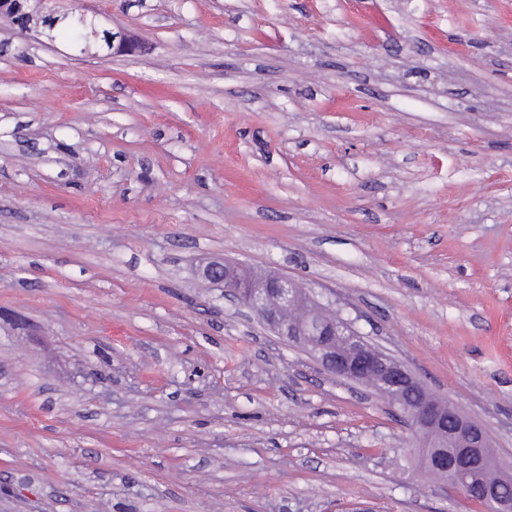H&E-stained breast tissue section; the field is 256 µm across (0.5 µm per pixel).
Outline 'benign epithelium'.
<instances>
[{
    "instance_id": "benign-epithelium-1",
    "label": "benign epithelium",
    "mask_w": 512,
    "mask_h": 512,
    "mask_svg": "<svg viewBox=\"0 0 512 512\" xmlns=\"http://www.w3.org/2000/svg\"><path fill=\"white\" fill-rule=\"evenodd\" d=\"M71 13L73 10L59 6V0H38L34 8L28 6V0L0 3V14L10 16L20 31L29 36L52 37L54 27L47 19ZM108 45L127 54L143 48L139 39L130 34L113 35ZM201 274L224 288V299L256 315L285 344L309 349L325 373L359 383L371 377L372 389L384 400H399L395 413L418 433V448L430 466L464 474L454 486L464 500L487 499L496 512H512V499L502 496L499 487L484 484L478 478L480 471L496 466L502 475L501 483L512 481V466L491 454V442L484 427L457 405L436 396L401 361L367 342L353 319L343 316L335 322L317 312L290 317L288 311L303 306L298 283L271 272L245 280L239 263L233 260L210 262Z\"/></svg>"
}]
</instances>
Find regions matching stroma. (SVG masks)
<instances>
[{
    "label": "stroma",
    "instance_id": "1",
    "mask_svg": "<svg viewBox=\"0 0 512 512\" xmlns=\"http://www.w3.org/2000/svg\"><path fill=\"white\" fill-rule=\"evenodd\" d=\"M0 16V512H486L201 269L334 298L512 462V0Z\"/></svg>",
    "mask_w": 512,
    "mask_h": 512
}]
</instances>
